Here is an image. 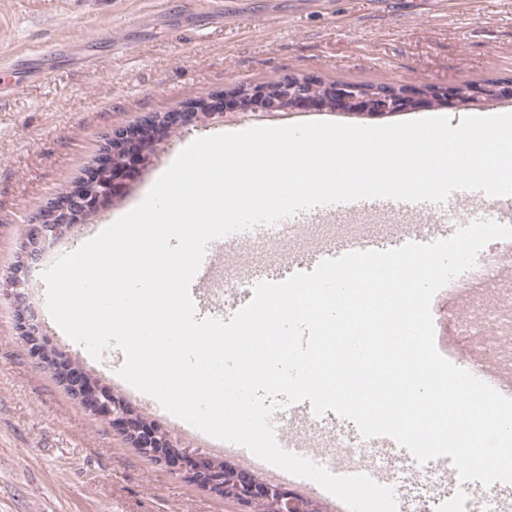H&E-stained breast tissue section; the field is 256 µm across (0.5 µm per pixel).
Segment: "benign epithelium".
<instances>
[{"instance_id":"7a95c632","label":"benign epithelium","mask_w":512,"mask_h":512,"mask_svg":"<svg viewBox=\"0 0 512 512\" xmlns=\"http://www.w3.org/2000/svg\"><path fill=\"white\" fill-rule=\"evenodd\" d=\"M254 102L267 109H287L303 102L315 101V86L308 79L287 77L273 89L266 84L250 87ZM335 104L338 107L354 106L367 99L361 87L351 84L335 86ZM405 98V89L389 87L381 95L374 97L376 110L385 112L397 108ZM217 97L209 96L201 104L189 103V109L198 116L203 124L224 117V113L213 111ZM170 114L154 115L144 120V125L118 127L106 137L105 146L98 157L95 167L85 182L94 185V190L86 193L79 189L66 199L61 206L55 201L48 202L26 221V229L20 253V265L9 279L5 292L13 299L17 329L28 341L32 355L40 364L58 358L47 355V344L42 336L41 326L35 309L29 302L27 292V271L31 264L42 256L46 246L60 240L69 231L70 225L80 223L79 217L96 214L101 207L112 200V180L115 166L112 164V146L136 144L142 148L148 141L143 134V126H158L168 122ZM63 385L76 398L90 395L94 398L96 412L112 417L124 436H133V445L144 449L158 462L176 466L175 473L180 477H190L194 483L205 487H215L224 482L225 474L215 469L211 461L193 449H186L173 459L166 453L171 440L162 437L146 425H133L125 418V405L114 398L108 390L89 386L87 374L71 363L64 362ZM238 487V501L246 508L256 501H262L269 512H294L292 495L279 484L257 485L246 474L234 477Z\"/></svg>"}]
</instances>
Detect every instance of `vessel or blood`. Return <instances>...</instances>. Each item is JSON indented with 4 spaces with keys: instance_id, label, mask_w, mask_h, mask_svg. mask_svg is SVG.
<instances>
[{
    "instance_id": "b4317fda",
    "label": "vessel or blood",
    "mask_w": 512,
    "mask_h": 512,
    "mask_svg": "<svg viewBox=\"0 0 512 512\" xmlns=\"http://www.w3.org/2000/svg\"><path fill=\"white\" fill-rule=\"evenodd\" d=\"M467 208L482 211L487 204H495L497 221L512 223V195L495 199L479 191H465L461 195ZM399 208L406 216L403 224H369L360 232L340 233L323 248L312 252H299L288 246L289 226H302L322 221L338 214H353L363 211L377 214L389 208ZM448 209L445 203L397 201L391 198H371L355 201L318 205L301 210L274 224H258L247 230L225 236L223 244H208L203 262L194 277L196 286L190 295L194 303H201L205 295L201 284L210 282L215 275L217 262L233 266L239 256L260 250L269 252V259L261 265L244 268L231 288L224 291V304L231 312H238L247 305L257 284L264 281L278 282L298 272L314 270L323 260L335 259L350 252L387 251L416 242L426 243L442 240L448 236ZM468 290L452 291L440 288L433 297L431 312L434 323V341L437 350L448 348L449 332L445 313L449 302H464ZM479 379L488 385L502 389L512 387L504 371L496 361L482 359L478 362ZM280 447L293 454L305 457L326 467L338 475L363 473L379 484L393 488L397 512H409L410 492L398 481L395 474L370 469L365 464L347 457L322 425L310 402L289 405L285 419L274 428ZM196 439L215 452H222L235 459L236 463L267 482L287 483L298 497L317 499L327 505V512H348L339 499L328 493L317 483L270 465L243 446L215 439L204 432H196Z\"/></svg>"
}]
</instances>
